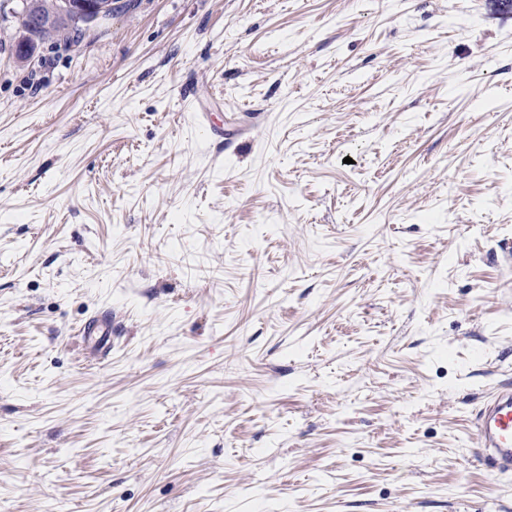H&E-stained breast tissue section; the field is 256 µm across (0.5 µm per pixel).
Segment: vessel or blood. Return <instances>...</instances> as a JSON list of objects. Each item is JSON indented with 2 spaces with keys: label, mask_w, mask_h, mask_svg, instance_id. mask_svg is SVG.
<instances>
[{
  "label": "vessel or blood",
  "mask_w": 512,
  "mask_h": 512,
  "mask_svg": "<svg viewBox=\"0 0 512 512\" xmlns=\"http://www.w3.org/2000/svg\"><path fill=\"white\" fill-rule=\"evenodd\" d=\"M84 335L94 337L95 349L108 352L112 347V316L104 314L83 327ZM474 439L478 459L499 474L512 472V389L502 387L490 394L477 417Z\"/></svg>",
  "instance_id": "1"
}]
</instances>
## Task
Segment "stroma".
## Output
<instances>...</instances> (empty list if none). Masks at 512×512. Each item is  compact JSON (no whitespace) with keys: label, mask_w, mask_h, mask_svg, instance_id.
Here are the masks:
<instances>
[{"label":"stroma","mask_w":512,"mask_h":512,"mask_svg":"<svg viewBox=\"0 0 512 512\" xmlns=\"http://www.w3.org/2000/svg\"><path fill=\"white\" fill-rule=\"evenodd\" d=\"M23 36L0 512H512L473 436L512 384V0H112ZM54 18H50L46 25L44 26L45 20L44 19H36V23H34L32 26L37 27H44L42 28L37 35V39L43 40L48 38H54L56 39L62 38L66 42H74L77 40V37L82 33L83 29L79 27H69L64 23V21L60 20L59 22H56L55 24L47 27ZM84 336H95V349L106 353L112 348V313L93 319L82 328Z\"/></svg>","instance_id":"obj_1"}]
</instances>
